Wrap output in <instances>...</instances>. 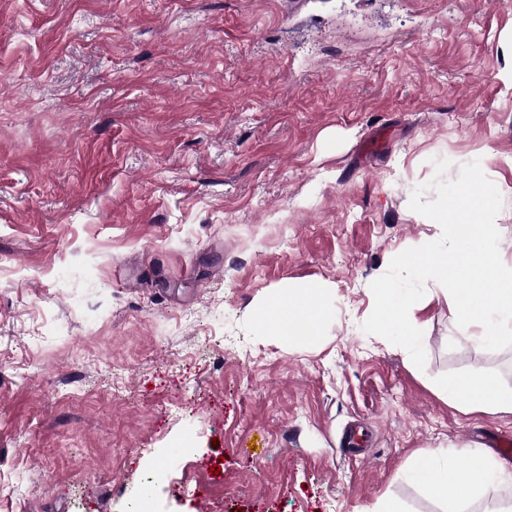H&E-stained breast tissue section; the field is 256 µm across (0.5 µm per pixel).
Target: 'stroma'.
<instances>
[{
  "mask_svg": "<svg viewBox=\"0 0 512 512\" xmlns=\"http://www.w3.org/2000/svg\"><path fill=\"white\" fill-rule=\"evenodd\" d=\"M477 160L512 263V0H0V512H440L427 455L512 438L443 389L512 348L414 310L413 189ZM323 288L320 336L253 316Z\"/></svg>",
  "mask_w": 512,
  "mask_h": 512,
  "instance_id": "stroma-1",
  "label": "stroma"
}]
</instances>
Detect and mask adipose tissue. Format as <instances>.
<instances>
[{
    "label": "adipose tissue",
    "mask_w": 512,
    "mask_h": 512,
    "mask_svg": "<svg viewBox=\"0 0 512 512\" xmlns=\"http://www.w3.org/2000/svg\"><path fill=\"white\" fill-rule=\"evenodd\" d=\"M327 315L321 289L298 284L289 291L273 293L261 306L258 320L272 333L293 339L319 335ZM446 393L449 402L467 413L512 414V393L502 390L490 378L455 380ZM414 477L442 503V512H465L466 505L491 479L512 484V473L477 449L470 451L463 466L450 461L441 464L434 457H424L422 465L415 467Z\"/></svg>",
    "instance_id": "obj_1"
}]
</instances>
